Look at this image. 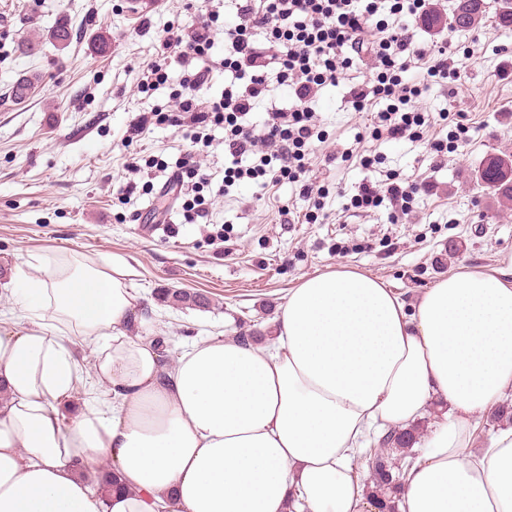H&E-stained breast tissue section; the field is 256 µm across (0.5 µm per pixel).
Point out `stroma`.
<instances>
[{"label":"stroma","mask_w":512,"mask_h":512,"mask_svg":"<svg viewBox=\"0 0 512 512\" xmlns=\"http://www.w3.org/2000/svg\"><path fill=\"white\" fill-rule=\"evenodd\" d=\"M189 0H0V328L19 320L14 273L30 256L78 250L123 257L138 272L139 303L171 357L186 344L223 334L233 337L271 327L289 288L299 278L345 264L389 282L406 297L432 287L460 264L490 267L512 254V204L478 184L483 160L512 155V26L500 18V0H486L485 23L449 30L457 0H430L433 27L417 23L413 45L430 50L451 37L448 64L458 80L427 78L413 109L435 116L423 140L374 138L365 114L353 110V91L371 85V61L353 62L336 84L313 95L326 140L312 149L311 176L328 192L324 216L313 224L288 223L309 203L295 184L246 180L213 198L207 225L185 223L181 202L164 196L165 172L129 171L131 157L154 155L175 165L182 154L176 129L150 123L127 137L130 125L167 106L184 75L178 57L167 61L164 82L143 86L164 23ZM210 16L215 44L213 78L200 99L220 97L233 82L234 55L224 42L236 20L235 0H190ZM72 37L59 48L50 30ZM32 82L16 99L13 85ZM470 138L435 157L434 139L456 122ZM374 157L373 166L360 163ZM419 188L409 213L382 203L375 211L347 208L362 180ZM134 185V193L120 187ZM289 214H282V207ZM222 233L223 243L212 240ZM208 296L207 309L160 300L162 290Z\"/></svg>","instance_id":"1"}]
</instances>
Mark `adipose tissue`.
<instances>
[{"mask_svg":"<svg viewBox=\"0 0 512 512\" xmlns=\"http://www.w3.org/2000/svg\"><path fill=\"white\" fill-rule=\"evenodd\" d=\"M122 258L32 256L26 326L0 332V512H369L371 432L430 425L399 512H512V255L414 300L339 265L289 288L272 336L193 341L164 362ZM89 348L105 399L58 403ZM112 470L120 487L95 493Z\"/></svg>","mask_w":512,"mask_h":512,"instance_id":"adipose-tissue-1","label":"adipose tissue"}]
</instances>
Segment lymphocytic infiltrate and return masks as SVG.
<instances>
[{"label": "lymphocytic infiltrate", "instance_id": "obj_1", "mask_svg": "<svg viewBox=\"0 0 512 512\" xmlns=\"http://www.w3.org/2000/svg\"><path fill=\"white\" fill-rule=\"evenodd\" d=\"M426 0H393L389 18H381L382 0H237L238 21L225 28L224 38L230 42L241 70L240 89L225 88L220 98L199 100L198 91L207 83L209 68H193V61L208 55L214 44V31L208 19L200 15L167 24L159 37L156 56L148 69L156 81L165 78V61L170 51H178L186 67L183 80L174 94L175 110L155 112L156 122L175 127L185 143L180 170L174 182L183 186L191 182L194 195L183 202L187 223L208 216V202L203 194L209 178L198 159L197 147L208 142L213 127L224 129V184L221 193L245 179L281 180L299 184L303 197L320 201L324 195L309 176L310 150L325 134L306 101L314 88L335 83L340 69L348 63L344 50L365 53L376 60L379 72L370 90L354 91L350 100L354 111L364 112L373 100H387L385 110L373 118L372 133L391 140H421L431 120L423 113L409 110L413 98L424 86L407 80L413 65L423 61L427 52L413 48L404 20L425 12ZM264 30L271 47H285L271 71L257 73L252 69L259 52L253 42L255 30ZM292 87L298 104L286 112L270 113L260 130L239 123L240 114L249 112L254 101L265 94L270 83ZM251 166H243L246 157Z\"/></svg>", "mask_w": 512, "mask_h": 512}]
</instances>
